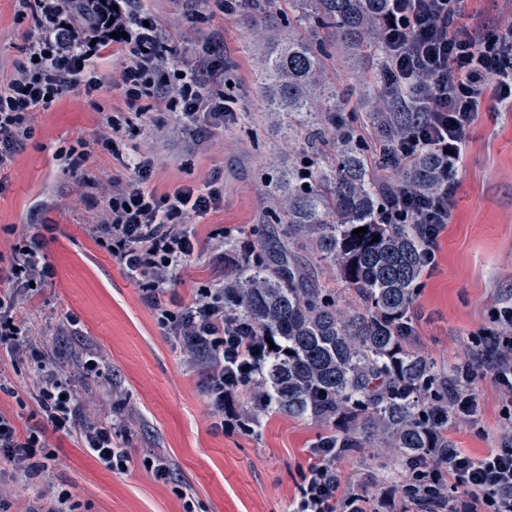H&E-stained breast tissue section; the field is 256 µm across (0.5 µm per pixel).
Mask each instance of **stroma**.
<instances>
[{
	"label": "stroma",
	"instance_id": "stroma-1",
	"mask_svg": "<svg viewBox=\"0 0 512 512\" xmlns=\"http://www.w3.org/2000/svg\"><path fill=\"white\" fill-rule=\"evenodd\" d=\"M160 17L185 63H193L204 37L224 43L225 95L232 112L223 128L205 139L171 134L152 120L133 130L129 148L157 158L152 185L158 191L190 183L224 180V205L196 224L200 241L217 227L234 229L242 240L260 245L271 222L272 188L288 162L305 148L303 133L275 124L267 114L260 73L266 36L247 14H224L216 0H147ZM30 24L15 20V0H0V76L23 57ZM98 73L105 82L96 100L70 93L35 113V137L16 156L0 182V249L19 236L36 237L54 275L18 316L50 338L60 361L77 350L102 353L112 380V408L128 415L115 440L131 455L127 472H111L88 455L78 436L47 431L54 455L47 472L24 493L13 494L8 512H27L36 494L68 490L75 512H183L175 485L195 497L196 512H291L300 494L311 451L333 424L283 413L265 417L254 430L213 425L203 364L187 365L178 337L155 319L139 283L92 238L93 212L79 198L77 179L59 168L51 147L61 140L91 138L101 113L121 100L111 88L109 61ZM336 103L369 144L377 137L371 121L384 83L374 61L352 57L337 43L326 64ZM224 280V267L202 250L181 269L165 297L189 303L203 283ZM512 304V109L482 113L459 168L455 208L440 236L434 268L424 272L416 302L411 346L445 372L479 359L483 348L472 336L489 326L494 309ZM76 330L56 333L65 317ZM6 387L0 412L25 428L38 406L39 389L30 358L0 350ZM477 417L452 418L448 439L463 452L481 457L512 441V403L492 376L475 384ZM164 457L173 471L157 479L143 464ZM339 502L358 498L374 503L391 496L389 512H405L402 487L409 475L403 458L384 460L374 449L356 448L337 456Z\"/></svg>",
	"mask_w": 512,
	"mask_h": 512
}]
</instances>
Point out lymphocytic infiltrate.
Returning <instances> with one entry per match:
<instances>
[{
    "instance_id": "lymphocytic-infiltrate-1",
    "label": "lymphocytic infiltrate",
    "mask_w": 512,
    "mask_h": 512,
    "mask_svg": "<svg viewBox=\"0 0 512 512\" xmlns=\"http://www.w3.org/2000/svg\"><path fill=\"white\" fill-rule=\"evenodd\" d=\"M17 21L32 20L34 32L6 82L0 84V172L35 136L33 115L52 101L76 91L94 99L103 87L96 64L111 56L119 74L114 87L123 108L102 113L92 139L59 141L53 158L88 184L93 157L122 158L126 137L145 109L166 114L179 131L199 133L222 127L229 107L224 99V58L204 44L195 62L184 66L163 34L161 19L144 0H16ZM385 86L393 108L415 113L407 135L383 143L379 160L407 167L422 151L448 157L447 180L458 175L463 148L481 112L512 108V19L487 37L471 32L462 20V0H388ZM154 159L133 160L109 182L94 223L96 243L136 278L143 297L163 329L182 339L187 364L205 363L207 393L216 416L225 401L254 378L269 352L265 338L224 318V287L200 285L193 301L179 310L164 298L179 270L198 253L201 243L192 226L224 204V181L204 186L181 184L160 192L150 182ZM455 192L428 196L412 188H394L381 217L385 224L418 225L427 254L450 223ZM53 275L36 238L15 241L0 253V348L30 355L40 379L39 419L19 431L12 416L0 412V457L10 466L0 472V497L12 484L39 475L52 455L43 426L78 434L83 448L105 469L115 472L131 461L114 431L127 421L101 412L93 396L78 398L71 377L48 353V344L19 321L18 311ZM481 340L492 344L486 370L473 369L470 380L491 373L512 397V307L492 316ZM443 469L428 468L427 479L409 501L419 512H512V448L481 458L455 448L441 449ZM294 512H338L336 451L316 448ZM463 488L458 502L449 486Z\"/></svg>"
}]
</instances>
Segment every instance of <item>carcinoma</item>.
Masks as SVG:
<instances>
[{
  "label": "carcinoma",
  "mask_w": 512,
  "mask_h": 512,
  "mask_svg": "<svg viewBox=\"0 0 512 512\" xmlns=\"http://www.w3.org/2000/svg\"><path fill=\"white\" fill-rule=\"evenodd\" d=\"M271 0H242L231 11L264 16ZM388 0H292L285 26L270 42L263 76L268 111L288 130L305 132L309 158L288 166L274 185L276 209L268 246L224 235V314L273 340L252 382L250 428L264 415L285 413L339 422L343 430L320 444L342 452L392 451L413 466L433 448H450L446 424L453 395L467 369L449 377L409 346L418 282L426 253L413 224H382L387 198L370 171L366 146L336 115V94L324 80L329 45L303 35L318 29L341 33L345 43L368 49L383 70V22ZM411 113L378 117L390 141L409 127ZM448 160L426 150L405 176L425 194L444 186ZM359 227L367 232L356 234ZM336 268L360 307L342 310L318 288L313 261Z\"/></svg>",
  "instance_id": "1"
}]
</instances>
